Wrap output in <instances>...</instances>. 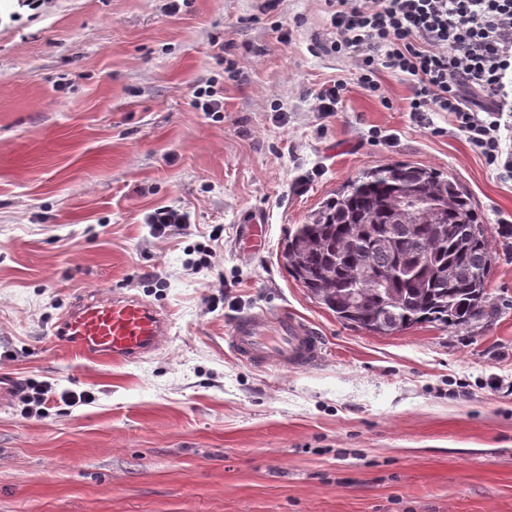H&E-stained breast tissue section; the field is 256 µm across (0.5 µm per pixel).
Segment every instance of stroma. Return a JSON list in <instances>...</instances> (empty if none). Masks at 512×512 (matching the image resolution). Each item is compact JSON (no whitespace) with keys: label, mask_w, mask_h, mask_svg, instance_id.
Masks as SVG:
<instances>
[{"label":"stroma","mask_w":512,"mask_h":512,"mask_svg":"<svg viewBox=\"0 0 512 512\" xmlns=\"http://www.w3.org/2000/svg\"><path fill=\"white\" fill-rule=\"evenodd\" d=\"M334 37L323 0H0V512H512V239L461 330L370 333L286 269L289 225L368 167L443 171L490 227L512 217V180L448 115L420 122L388 71L318 118L316 93L353 71ZM208 86L219 114L195 106ZM165 205L192 222L157 238L142 219ZM114 290L170 313L163 348L121 362L56 342L75 299ZM282 309L324 338L316 369L229 349L233 319ZM30 380L95 401L27 418Z\"/></svg>","instance_id":"35a3bbf8"}]
</instances>
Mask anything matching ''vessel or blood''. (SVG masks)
I'll return each instance as SVG.
<instances>
[{"mask_svg": "<svg viewBox=\"0 0 512 512\" xmlns=\"http://www.w3.org/2000/svg\"><path fill=\"white\" fill-rule=\"evenodd\" d=\"M169 314L139 296L114 291L77 299L54 324L55 338L87 358L135 362L169 338ZM237 359L256 367L309 371L326 354L322 336L294 313L246 315L227 338Z\"/></svg>", "mask_w": 512, "mask_h": 512, "instance_id": "b4317fda", "label": "vessel or blood"}]
</instances>
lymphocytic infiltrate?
Instances as JSON below:
<instances>
[{
	"instance_id": "obj_1",
	"label": "lymphocytic infiltrate",
	"mask_w": 512,
	"mask_h": 512,
	"mask_svg": "<svg viewBox=\"0 0 512 512\" xmlns=\"http://www.w3.org/2000/svg\"><path fill=\"white\" fill-rule=\"evenodd\" d=\"M354 78L379 91L380 70L411 89L417 117L448 114L500 178L512 180V0H324ZM93 403L90 392H56L47 382L23 389L24 416H41L55 397Z\"/></svg>"
}]
</instances>
